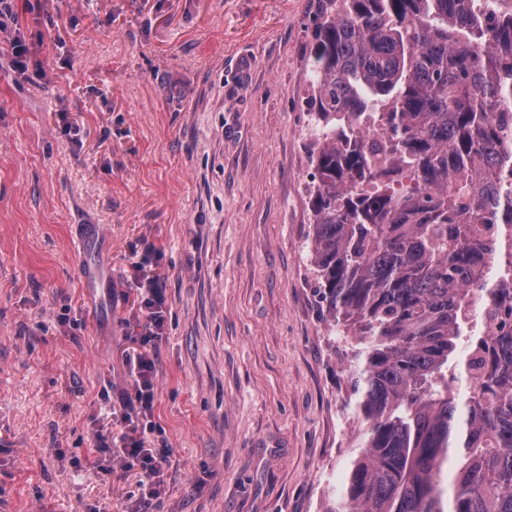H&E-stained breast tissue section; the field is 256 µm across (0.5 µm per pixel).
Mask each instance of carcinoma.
Instances as JSON below:
<instances>
[{
    "mask_svg": "<svg viewBox=\"0 0 512 512\" xmlns=\"http://www.w3.org/2000/svg\"><path fill=\"white\" fill-rule=\"evenodd\" d=\"M325 3L309 257L360 423L325 512H512V0Z\"/></svg>",
    "mask_w": 512,
    "mask_h": 512,
    "instance_id": "obj_1",
    "label": "carcinoma"
}]
</instances>
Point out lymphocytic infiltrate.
Masks as SVG:
<instances>
[{
    "label": "lymphocytic infiltrate",
    "mask_w": 512,
    "mask_h": 512,
    "mask_svg": "<svg viewBox=\"0 0 512 512\" xmlns=\"http://www.w3.org/2000/svg\"><path fill=\"white\" fill-rule=\"evenodd\" d=\"M143 307L145 314L137 342L139 350L128 360L132 388L124 395L121 417L125 430L113 447L112 438L98 435L95 467L110 472L113 457H120L126 469H139L142 477L137 492L129 493L124 512H159L167 448L148 447L145 438L147 423L152 416L155 400L157 346L163 338L165 298L153 278H145Z\"/></svg>",
    "instance_id": "lymphocytic-infiltrate-1"
}]
</instances>
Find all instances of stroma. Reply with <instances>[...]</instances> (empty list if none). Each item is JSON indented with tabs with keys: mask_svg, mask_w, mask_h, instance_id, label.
<instances>
[{
	"mask_svg": "<svg viewBox=\"0 0 512 512\" xmlns=\"http://www.w3.org/2000/svg\"><path fill=\"white\" fill-rule=\"evenodd\" d=\"M0 32V512H122L139 273L165 297L161 512H325L359 425L313 296L303 116L320 0H7Z\"/></svg>",
	"mask_w": 512,
	"mask_h": 512,
	"instance_id": "obj_1",
	"label": "stroma"
}]
</instances>
